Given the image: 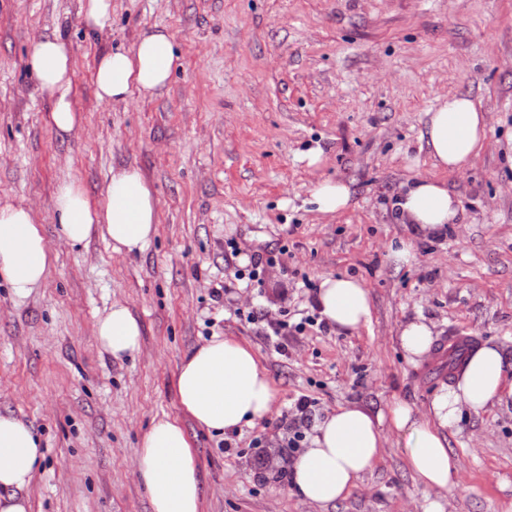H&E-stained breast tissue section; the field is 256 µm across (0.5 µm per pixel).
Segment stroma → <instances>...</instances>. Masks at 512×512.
Returning <instances> with one entry per match:
<instances>
[{"label":"stroma","mask_w":512,"mask_h":512,"mask_svg":"<svg viewBox=\"0 0 512 512\" xmlns=\"http://www.w3.org/2000/svg\"><path fill=\"white\" fill-rule=\"evenodd\" d=\"M85 2L0 0V202L31 208L52 250L25 299L0 281V414L33 427L45 448L30 512H151L139 443L154 417L180 415L178 367L213 335L251 345L278 400L266 420L225 437L184 420L201 512H422L424 490L393 435L345 499L305 501L285 416L308 396V439L339 405L424 407L448 379L440 349L452 336L512 359V0H112L96 32ZM157 30L175 43L163 94L101 101V56ZM47 36L71 51L78 122L66 136L29 64ZM455 94L489 117L487 147L462 173L436 167L422 140L428 112ZM128 166L157 202L145 249L116 253L98 237L66 244L58 186L79 181L94 202ZM417 176L445 181L461 200L445 236L394 219L401 184ZM326 179L352 191L332 217L312 199ZM401 240L413 250L406 263L389 255ZM269 252L260 280L236 279L251 255ZM327 275L367 286L369 327L306 324ZM117 302L141 325V351L125 361L95 334ZM253 309L261 316L250 323ZM419 316L435 323L436 350L415 364L396 335ZM448 450L457 471L444 512H512L511 397L462 423Z\"/></svg>","instance_id":"stroma-1"}]
</instances>
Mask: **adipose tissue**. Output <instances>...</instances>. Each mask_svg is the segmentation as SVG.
<instances>
[{"instance_id": "obj_1", "label": "adipose tissue", "mask_w": 512, "mask_h": 512, "mask_svg": "<svg viewBox=\"0 0 512 512\" xmlns=\"http://www.w3.org/2000/svg\"><path fill=\"white\" fill-rule=\"evenodd\" d=\"M175 62L173 37L163 31L131 47L104 55L95 73L97 96L106 102L156 95L170 80ZM30 66L52 99L51 121L59 134L71 133L76 114L71 103V64L66 43L39 39ZM488 117L467 96H450L428 114L424 138L436 166L461 173L484 149ZM54 208L64 240L77 247L93 234L113 251H142L155 233L158 211L152 190L135 168L113 171L102 198L90 202L74 180L59 186ZM397 222L438 237L456 223L459 197L444 181L419 176L408 181L392 205ZM51 264L49 245L31 210L0 205V276L18 298L27 297L45 279ZM319 314L336 330L354 333L370 324L373 310L365 284L351 276L322 279ZM434 326L424 318L401 324L398 343L406 358H428ZM97 338L112 358L140 350L141 327L131 311L116 304L99 319ZM176 390L184 413L199 427L227 435L270 416L277 390L253 348L229 336H212L185 357ZM512 396V376L502 350L481 345L469 352L452 384L441 386L425 408L403 400L386 410L340 405L316 425L308 446L292 463V484L306 501L329 505L346 498L379 461L388 434L403 438L407 463L428 490L447 489L453 470L448 434L468 416ZM41 441L31 427L0 415V512H30L26 491L40 459ZM138 474L150 494L152 512H201L202 487L189 437L182 424L162 416L143 435Z\"/></svg>"}]
</instances>
